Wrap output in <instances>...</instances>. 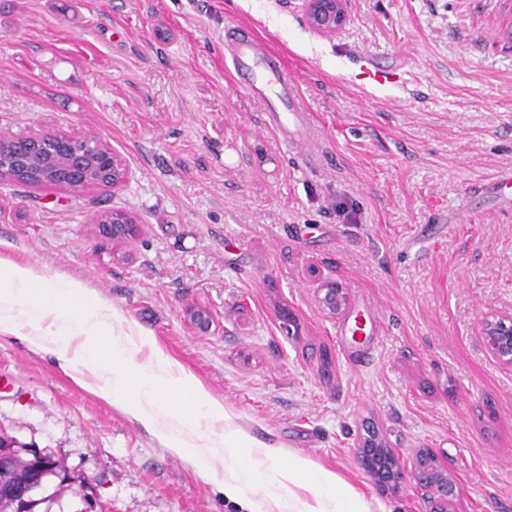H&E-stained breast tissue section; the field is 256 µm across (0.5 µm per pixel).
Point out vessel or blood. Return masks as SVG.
Wrapping results in <instances>:
<instances>
[{
	"label": "vessel or blood",
	"mask_w": 512,
	"mask_h": 512,
	"mask_svg": "<svg viewBox=\"0 0 512 512\" xmlns=\"http://www.w3.org/2000/svg\"><path fill=\"white\" fill-rule=\"evenodd\" d=\"M225 55L239 80L264 105V126L278 134L288 146H303L307 156L320 150L319 142L311 134L310 117L305 111L294 78L282 60L266 49L251 32L241 29L224 35ZM500 205L512 209V169L498 173L491 184ZM380 323L369 324L358 320L339 323L340 336L378 335Z\"/></svg>",
	"instance_id": "vessel-or-blood-1"
}]
</instances>
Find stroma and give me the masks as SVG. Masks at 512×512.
Wrapping results in <instances>:
<instances>
[{
	"mask_svg": "<svg viewBox=\"0 0 512 512\" xmlns=\"http://www.w3.org/2000/svg\"><path fill=\"white\" fill-rule=\"evenodd\" d=\"M347 12L322 36L299 0H0V130L92 133L129 170L116 191L0 186V258L80 280L255 438L336 472L370 512L427 504L415 483L390 493L363 468L368 425L403 468L440 455L452 512H512V369L478 334L489 309L512 312V210L485 191L512 168V0ZM239 27L295 75L319 158L262 129L224 60ZM460 209L466 223H440ZM112 210L134 212L139 236L103 239ZM326 279L379 315L368 362L344 354L318 307ZM1 431L72 472L51 512H80L85 483L112 512H241L20 335L0 334Z\"/></svg>",
	"mask_w": 512,
	"mask_h": 512,
	"instance_id": "1",
	"label": "stroma"
}]
</instances>
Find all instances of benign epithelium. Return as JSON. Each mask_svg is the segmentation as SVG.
Instances as JSON below:
<instances>
[{
  "mask_svg": "<svg viewBox=\"0 0 512 512\" xmlns=\"http://www.w3.org/2000/svg\"><path fill=\"white\" fill-rule=\"evenodd\" d=\"M305 20L318 34L336 32L347 16V0H301ZM128 172L122 157L87 133L73 137L48 130L17 136L0 132V185L26 183L30 186L71 189L110 188L118 190ZM101 235L112 240L134 239L141 225L130 211L105 212L98 217ZM348 294L342 286L326 280L316 289L320 309L336 317L346 308ZM479 334L489 354L501 365L512 367V315L490 311L479 322ZM390 464L382 483L398 492L405 486L406 473L394 449L380 448ZM412 477L425 491L427 512H450L454 485L448 479L438 456L431 449L420 451L411 466ZM84 512H111L96 488L82 495Z\"/></svg>",
  "mask_w": 512,
  "mask_h": 512,
  "instance_id": "obj_1",
  "label": "benign epithelium"
}]
</instances>
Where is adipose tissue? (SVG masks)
I'll return each instance as SVG.
<instances>
[{"mask_svg":"<svg viewBox=\"0 0 512 512\" xmlns=\"http://www.w3.org/2000/svg\"><path fill=\"white\" fill-rule=\"evenodd\" d=\"M105 311L82 282L0 258V334L27 330L33 348L188 458L244 512H369L336 472L236 425L223 400L149 337L116 335Z\"/></svg>","mask_w":512,"mask_h":512,"instance_id":"ef3b65f1","label":"adipose tissue"}]
</instances>
